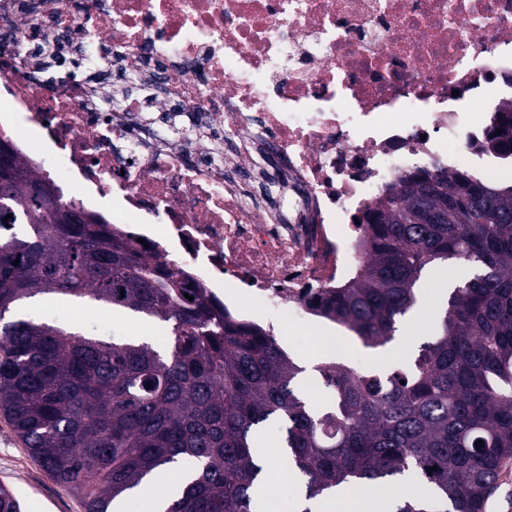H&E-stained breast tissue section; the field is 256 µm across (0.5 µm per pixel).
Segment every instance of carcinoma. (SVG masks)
<instances>
[{
  "instance_id": "1",
  "label": "carcinoma",
  "mask_w": 512,
  "mask_h": 512,
  "mask_svg": "<svg viewBox=\"0 0 512 512\" xmlns=\"http://www.w3.org/2000/svg\"><path fill=\"white\" fill-rule=\"evenodd\" d=\"M497 128L489 147L512 155V103ZM9 156L18 177L0 185L11 214L0 222V312L18 315L0 323V410L85 512H114L145 477L186 461L196 476L165 512H253L272 424L308 498L420 481L428 495L394 512H481L512 459V183L418 173L379 201L368 258L324 307L329 320L384 348L420 307L427 269L471 272L410 361L385 372L318 364L329 396L319 403L276 336L208 305L102 217L65 223L50 183ZM430 183L448 198V222L411 224ZM45 295L157 320L167 334L155 345L86 336L22 312Z\"/></svg>"
}]
</instances>
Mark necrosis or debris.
Instances as JSON below:
<instances>
[{"label": "necrosis or debris", "mask_w": 512, "mask_h": 512, "mask_svg": "<svg viewBox=\"0 0 512 512\" xmlns=\"http://www.w3.org/2000/svg\"><path fill=\"white\" fill-rule=\"evenodd\" d=\"M0 87L59 204L120 199L109 229L209 301L233 279L310 326L401 179L512 168L482 147L512 0H0Z\"/></svg>", "instance_id": "4bbe7bcc"}]
</instances>
